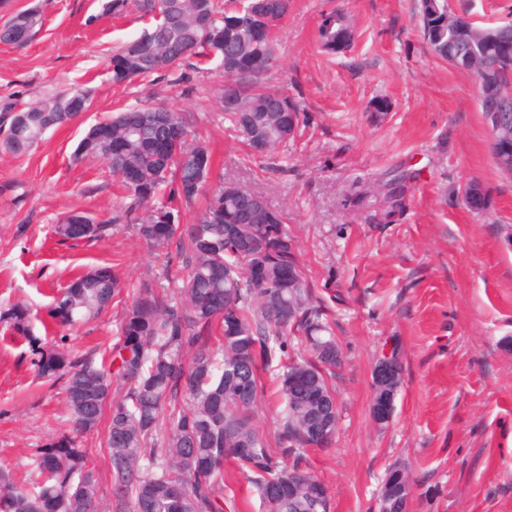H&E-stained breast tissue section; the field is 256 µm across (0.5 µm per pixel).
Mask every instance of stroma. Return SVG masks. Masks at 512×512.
I'll return each instance as SVG.
<instances>
[{"label":"stroma","mask_w":512,"mask_h":512,"mask_svg":"<svg viewBox=\"0 0 512 512\" xmlns=\"http://www.w3.org/2000/svg\"><path fill=\"white\" fill-rule=\"evenodd\" d=\"M103 0H0V25L34 8L42 29L27 44L0 43V100L23 104L82 90L89 110L48 130L25 153L0 151V309L28 304L34 333L98 360L118 333L133 289L171 295L166 253L125 226L98 240L59 242L56 224L81 210L106 219L125 198L99 159L76 158L89 127L112 113L158 104L186 113L225 178L261 189L288 214L298 256L316 285L334 280L331 309L344 365L334 381L333 444L309 451L331 512H376L389 467L411 472L409 512H512V177L492 159L474 77L432 55L417 0H295L277 40L272 81L311 123L297 141L253 155L215 100L221 78L183 63L131 84L112 81L117 46L152 25L133 12L103 13ZM343 6L353 46L323 54L316 30ZM480 25L512 22V0H451ZM385 100L380 124L369 114ZM408 174L409 205L392 224L368 221L390 171ZM487 192L470 208L468 184ZM110 264L124 280L100 317L76 328L43 327L53 294L89 267ZM396 349L403 375L385 426L371 413L372 373ZM68 427L62 385L40 378L27 344L0 331V468L34 469V450ZM106 425L78 435L111 493ZM225 512H262L253 485L226 463Z\"/></svg>","instance_id":"35a3bbf8"}]
</instances>
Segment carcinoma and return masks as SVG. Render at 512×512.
<instances>
[{
    "label": "carcinoma",
    "mask_w": 512,
    "mask_h": 512,
    "mask_svg": "<svg viewBox=\"0 0 512 512\" xmlns=\"http://www.w3.org/2000/svg\"><path fill=\"white\" fill-rule=\"evenodd\" d=\"M293 0H106L103 10L122 17L137 10L156 19L140 37L112 55V80L131 83L190 58L218 63L224 94L244 72L255 84L246 110H224L254 154L267 155L292 140L305 115L287 92L265 83L275 63L277 36ZM422 33L431 52L456 66L460 51L480 86V110L494 102L512 77V24L479 27L448 13V0H418ZM42 25L35 9L14 14L0 27V42L23 45ZM352 23L344 10L318 26L319 45L336 52ZM163 60L156 67L153 61ZM54 95L26 107L0 100V149L22 153L44 133L76 117L58 111ZM80 140L76 153L103 160L131 203L112 219L58 224L54 233L78 240L101 238L111 221L137 210L134 233L149 247L176 244L187 276L178 296L164 300L143 285L124 309L117 340L104 349L101 366L63 348L39 344L33 311L14 303L0 311L4 331L25 338L38 374L64 381L73 429L91 431L109 414L107 454L111 506L100 505L98 483L86 449L61 432L37 449L32 488L0 470V512H224V460H233L256 487L263 512H329L324 484L306 465L308 449L333 438L311 432L319 418H336L331 379L343 360L325 298L309 279L286 228V214L270 207L256 188L221 181L208 188L213 157L189 138L179 112L143 106L118 112ZM404 173L382 187L372 224H393L406 210ZM169 189V200L190 205L205 197L194 224H172L177 209L151 200ZM125 288L114 267L98 265L58 290L47 310L56 324L74 325L98 316ZM305 346L308 358L290 360L276 376L284 405L278 451L269 448L255 421L263 392L259 366L287 354L288 337ZM302 381L297 396L288 383ZM189 400L176 408L178 399ZM163 447H157V440Z\"/></svg>",
    "instance_id": "1"
}]
</instances>
